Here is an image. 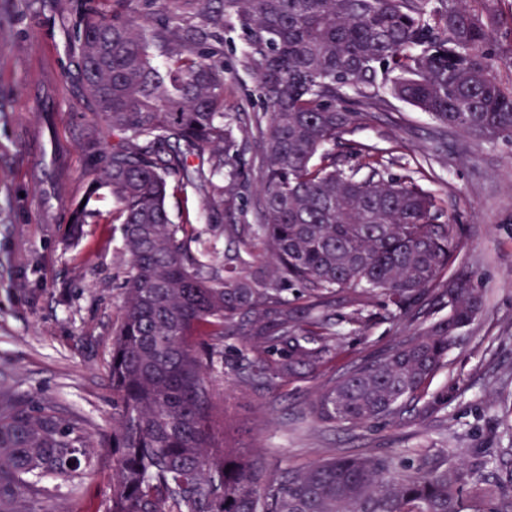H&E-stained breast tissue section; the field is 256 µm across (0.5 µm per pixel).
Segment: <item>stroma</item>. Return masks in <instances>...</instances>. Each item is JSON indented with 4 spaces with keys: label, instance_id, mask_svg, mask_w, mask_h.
I'll use <instances>...</instances> for the list:
<instances>
[{
    "label": "stroma",
    "instance_id": "stroma-1",
    "mask_svg": "<svg viewBox=\"0 0 512 512\" xmlns=\"http://www.w3.org/2000/svg\"><path fill=\"white\" fill-rule=\"evenodd\" d=\"M76 0H0V382L21 397L56 399L85 420L93 435L112 430L109 382L112 327L128 276L120 232L113 224H88L80 240L64 236L72 200L86 189L89 164L79 149L91 115L69 80L50 104L26 97L30 48L53 50L59 72L71 66L68 37L59 16ZM224 109H263L253 75L244 66L239 33L224 35ZM393 149L399 164L415 166L437 154L425 181L446 219L460 225L464 246L455 269L471 272L484 293L477 319L448 352V366L428 392L443 409L405 415L400 425L368 423L328 428L309 405L323 377H304L282 395L265 389L229 388L227 434L268 471L350 455L399 453L416 448L432 455H471L476 448L512 446V142L487 143L460 134L436 136L434 122L397 101L384 117L356 124L340 139L341 151L360 143ZM172 211L197 215L195 228L217 252L261 243L252 234L232 238L199 199L170 200ZM396 323L377 320L366 334L345 336L335 371L374 356L401 339ZM112 456L102 453L77 494L32 503V512H106L112 495Z\"/></svg>",
    "mask_w": 512,
    "mask_h": 512
}]
</instances>
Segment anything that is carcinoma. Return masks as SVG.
Wrapping results in <instances>:
<instances>
[{
  "label": "carcinoma",
  "instance_id": "cac0c4a2",
  "mask_svg": "<svg viewBox=\"0 0 512 512\" xmlns=\"http://www.w3.org/2000/svg\"><path fill=\"white\" fill-rule=\"evenodd\" d=\"M78 2L72 87L112 141L94 128L82 139L87 201L71 202L68 233L120 225L130 267L109 362L112 432L95 438L54 400L0 384V512H30L53 492L46 477L76 491L99 448L112 453L107 512H512L507 448L466 462L362 454L271 474L229 444L217 384L228 336L242 337L236 382L276 392L332 369L338 326L362 331L379 305L418 322L414 332L330 376L310 414L349 427L434 407L427 387L481 313L482 289L448 273L461 242L439 223L424 167L387 176L390 151L360 143L352 167L333 146L393 99L427 113L443 138L512 142V84L495 67H512V0L475 10L467 0ZM230 20L267 108L245 124L224 111V58L211 47ZM241 134L259 146L249 165ZM254 172L251 231L266 260L191 253L193 218L174 222L167 198L190 190L231 215Z\"/></svg>",
  "mask_w": 512,
  "mask_h": 512
}]
</instances>
